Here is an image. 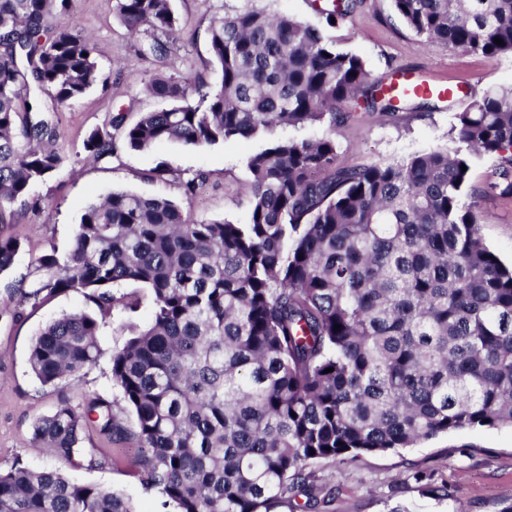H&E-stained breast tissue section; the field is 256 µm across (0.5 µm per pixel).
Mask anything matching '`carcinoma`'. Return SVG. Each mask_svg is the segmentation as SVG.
Instances as JSON below:
<instances>
[{
  "instance_id": "cac0c4a2",
  "label": "carcinoma",
  "mask_w": 512,
  "mask_h": 512,
  "mask_svg": "<svg viewBox=\"0 0 512 512\" xmlns=\"http://www.w3.org/2000/svg\"><path fill=\"white\" fill-rule=\"evenodd\" d=\"M393 3L423 43L512 55V0ZM71 8L0 0V224L66 162L56 111L100 77ZM115 13L132 33L156 32L141 57L168 55L178 25L171 0H116ZM208 33L219 88L157 75L146 91L166 106L131 124L114 113L83 152L111 159L115 130L133 151L255 138L249 222L191 223L179 203L128 191L89 204L71 249L40 256L28 289L4 302L36 308L75 291L91 306L39 331L35 377L55 386L96 363L113 310L137 309L113 288L149 289L151 319L128 323L110 372L135 416L139 480L173 512H278L298 492L317 509L332 492L315 493L316 463L511 426L512 265L485 245L477 199L512 198V86L456 113L450 148L343 166L334 138L343 105L394 112L403 97L319 29L264 6L215 18ZM324 123L314 140L277 135ZM483 155L499 163L477 188L471 163ZM20 248L0 233V275ZM91 430L109 442L119 431L101 396L60 403L32 436L63 463L93 464L106 453L83 446ZM0 512L135 510L110 488L19 459L0 472Z\"/></svg>"
}]
</instances>
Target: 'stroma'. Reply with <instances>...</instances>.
<instances>
[{"instance_id":"obj_1","label":"stroma","mask_w":512,"mask_h":512,"mask_svg":"<svg viewBox=\"0 0 512 512\" xmlns=\"http://www.w3.org/2000/svg\"><path fill=\"white\" fill-rule=\"evenodd\" d=\"M172 4L179 33L171 53L145 60L137 49L150 40L151 30L128 32L114 15L115 0H73L72 17L94 43L101 80L59 110L60 144L68 157L63 169L36 186L31 198L15 202L6 225L0 226L1 233L21 241L12 270L0 276V298L10 289L29 285L41 255L53 249L67 252L84 209L115 190L180 201L194 222H248L244 162L259 148V141L240 138L206 150L170 142L147 151L122 146L105 163L92 164L84 158L85 136L112 113L123 111L134 120L140 113L160 108V100L145 90L153 75L177 71L210 86L219 84L220 73L209 51L210 23L225 12L250 7L251 0H172ZM263 4L318 28L337 48L360 56L374 78L388 80L394 72L409 69L457 87L454 100L429 109L406 102L395 112L371 113L348 105L347 117L334 134L345 166L388 164L449 145L448 131L456 112L488 88L512 85V56L486 57L421 42L396 14L392 0H361L331 26L325 16L334 0H263ZM162 162L170 172L158 180L152 171ZM200 171L206 175L205 183L194 195H185L184 182ZM479 205L485 243L502 262L511 264L512 200L485 194ZM120 291L138 301L137 312L114 311L102 355L68 385H42L30 369L29 351L46 322L85 309L83 296L71 291L38 308L23 306L0 316V472L8 471L18 458L34 468L54 466L53 457L32 439L33 422L60 401L76 405L99 395L111 401L121 431L112 438L110 459L67 467L68 477L119 491L137 512H163L159 495L145 490L137 476L135 416L110 375L112 352L128 335L126 322L147 323L152 296L136 284L121 285ZM312 470L316 484L335 487L334 498L323 512H392L398 506L407 512H503L512 504V426L441 434L412 448L369 453L353 463L324 461ZM417 471L433 474L436 483L446 484L448 497L425 492L413 478Z\"/></svg>"}]
</instances>
